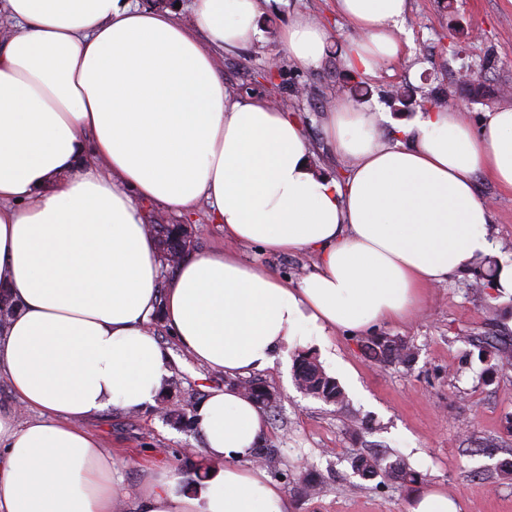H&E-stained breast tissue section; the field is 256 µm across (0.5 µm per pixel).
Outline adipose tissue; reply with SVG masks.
I'll list each match as a JSON object with an SVG mask.
<instances>
[{
    "mask_svg": "<svg viewBox=\"0 0 512 512\" xmlns=\"http://www.w3.org/2000/svg\"><path fill=\"white\" fill-rule=\"evenodd\" d=\"M261 0H195L193 24L130 0H0V378L22 412L0 413V512H117L126 494L86 423L108 407H156L180 348L235 376L273 368L300 336L403 320L429 288L496 248L485 177L512 191V109L473 130L458 110L418 113L384 144L375 113L338 101L325 133L350 166L317 171L302 128L266 98L230 97L211 46L241 50ZM358 36L351 70L404 54L409 0H336ZM293 63L323 57L308 15L280 33ZM207 206L225 249L162 275L144 207ZM315 260L300 284L237 245ZM191 418L204 477L148 470L131 512H290L252 461L263 411L233 386Z\"/></svg>",
    "mask_w": 512,
    "mask_h": 512,
    "instance_id": "ef3b65f1",
    "label": "adipose tissue"
}]
</instances>
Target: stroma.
<instances>
[{"instance_id":"obj_1","label":"stroma","mask_w":512,"mask_h":512,"mask_svg":"<svg viewBox=\"0 0 512 512\" xmlns=\"http://www.w3.org/2000/svg\"><path fill=\"white\" fill-rule=\"evenodd\" d=\"M314 16L328 40L318 66L300 68L288 58L280 32L296 14ZM408 46L401 60L380 69L378 77L361 80L359 106L378 114L382 141L395 143L396 123L413 120L410 112L388 106L389 92L412 87L417 96H447L480 127L487 113L512 108V0H410L405 24ZM356 35L339 15L334 0H267L258 19V36L247 49L216 50L218 70L234 97L261 95L284 101L298 114L313 162L327 173L341 175L347 161L326 139L324 124L336 103L348 95L347 44ZM278 68H271V60ZM274 69L273 83L260 74ZM473 69L483 75L485 94L473 99L457 86V75ZM478 192L493 207L498 248L494 260L512 261V194L482 179ZM152 217L185 224L194 249L207 252L222 242L205 211L179 216L155 209ZM242 258L300 282L313 268L304 253L272 255L254 246L240 247ZM155 337L171 347L172 380L178 395L196 405L208 390L224 386L217 373L185 354L161 322ZM375 335L404 338L415 354L411 365L383 366L364 354L362 335L336 332L330 337V358L301 340L277 360L273 369L252 372L277 393L266 414V445L278 451L269 475L282 486L292 512H406L409 486L355 474L357 455H378L384 462L404 460L434 486L462 502L464 512H512V475L499 471L512 457V368L500 370L479 344L482 336L512 335V297H493L470 270L451 276L428 292L423 308L397 323H381ZM317 357L325 373L344 392L341 404L327 403L299 389L295 376L298 354ZM106 451L120 450L119 473L130 494H137L142 466L165 468L183 477L200 460L203 440L154 411L128 413L113 408L91 425ZM319 474L320 487L304 492L301 477Z\"/></svg>"}]
</instances>
